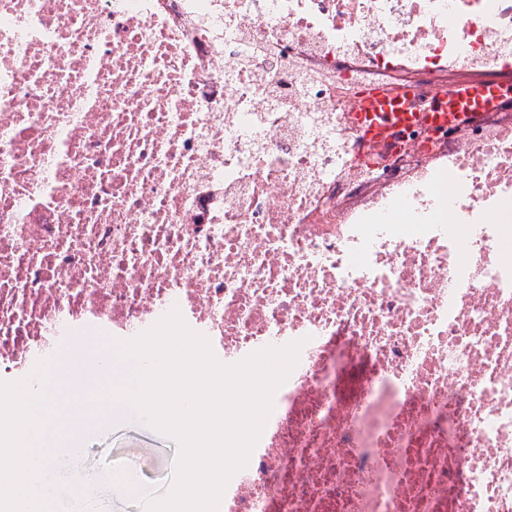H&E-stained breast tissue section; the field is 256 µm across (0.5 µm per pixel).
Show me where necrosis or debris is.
I'll return each instance as SVG.
<instances>
[{
    "label": "necrosis or debris",
    "instance_id": "necrosis-or-debris-1",
    "mask_svg": "<svg viewBox=\"0 0 512 512\" xmlns=\"http://www.w3.org/2000/svg\"><path fill=\"white\" fill-rule=\"evenodd\" d=\"M465 78L512 0H0V406L176 306L306 341L220 512H512V110L352 125ZM508 91L493 80H462L442 92V98L426 105L414 86H406L394 95L375 89L360 96L359 112L352 116L367 144L383 146L416 128L458 129L483 112L496 111Z\"/></svg>",
    "mask_w": 512,
    "mask_h": 512
}]
</instances>
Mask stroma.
<instances>
[{
	"mask_svg": "<svg viewBox=\"0 0 512 512\" xmlns=\"http://www.w3.org/2000/svg\"><path fill=\"white\" fill-rule=\"evenodd\" d=\"M83 451L73 455L55 451V466L69 478H82L84 488L97 496L102 512H141L142 498L155 499L169 489L175 470L177 446L167 436L124 414L96 419L82 435ZM139 465L141 497H134L107 480L103 473L110 456Z\"/></svg>",
	"mask_w": 512,
	"mask_h": 512,
	"instance_id": "35a3bbf8",
	"label": "stroma"
}]
</instances>
